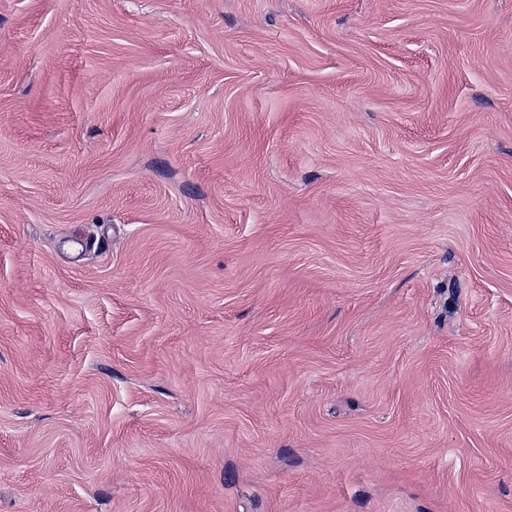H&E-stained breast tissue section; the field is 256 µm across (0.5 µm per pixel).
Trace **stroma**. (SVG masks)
<instances>
[{"label":"stroma","instance_id":"35a3bbf8","mask_svg":"<svg viewBox=\"0 0 512 512\" xmlns=\"http://www.w3.org/2000/svg\"><path fill=\"white\" fill-rule=\"evenodd\" d=\"M0 512H512V0H0Z\"/></svg>","mask_w":512,"mask_h":512}]
</instances>
